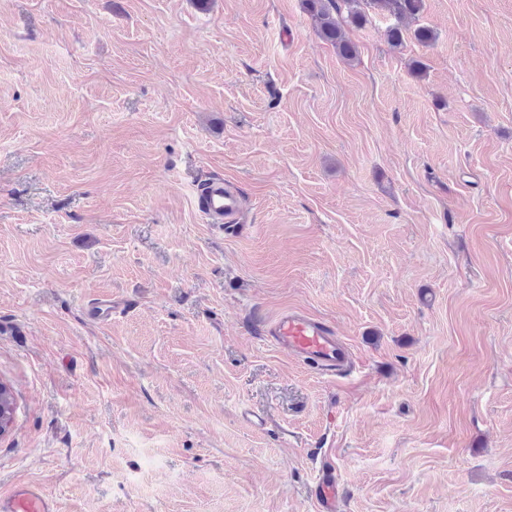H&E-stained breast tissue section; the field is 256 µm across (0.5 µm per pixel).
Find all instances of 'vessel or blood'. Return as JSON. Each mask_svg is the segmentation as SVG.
<instances>
[{"instance_id": "b4317fda", "label": "vessel or blood", "mask_w": 512, "mask_h": 512, "mask_svg": "<svg viewBox=\"0 0 512 512\" xmlns=\"http://www.w3.org/2000/svg\"><path fill=\"white\" fill-rule=\"evenodd\" d=\"M200 212L213 224L229 227L239 223L242 197L229 181L212 178L197 192ZM263 330L272 343L322 374L338 375L350 364V352L335 329L322 319L297 308H287L266 321ZM319 496L324 512L336 507V477L322 472ZM0 512H59L56 500L39 484L20 482L0 490Z\"/></svg>"}]
</instances>
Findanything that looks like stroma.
<instances>
[{
    "label": "stroma",
    "mask_w": 512,
    "mask_h": 512,
    "mask_svg": "<svg viewBox=\"0 0 512 512\" xmlns=\"http://www.w3.org/2000/svg\"><path fill=\"white\" fill-rule=\"evenodd\" d=\"M391 22L347 62L302 0H0V490L317 512L331 468L336 512H512V0ZM289 307L347 372L263 339ZM200 212L212 224L234 227L243 213L242 197L238 189L224 178H211L198 188Z\"/></svg>",
    "instance_id": "1"
}]
</instances>
